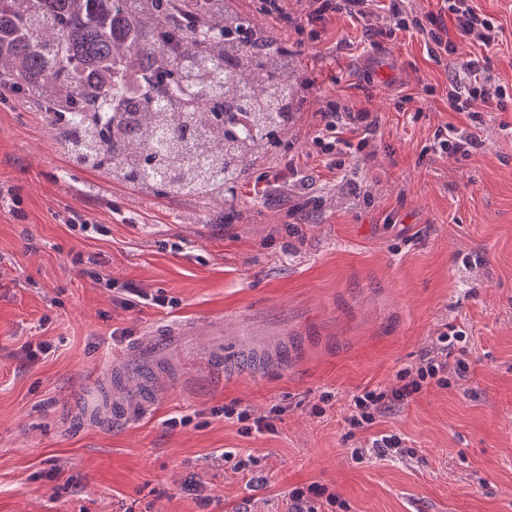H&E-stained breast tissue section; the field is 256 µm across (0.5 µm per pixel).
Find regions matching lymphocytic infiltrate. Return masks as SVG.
<instances>
[{
    "label": "lymphocytic infiltrate",
    "mask_w": 512,
    "mask_h": 512,
    "mask_svg": "<svg viewBox=\"0 0 512 512\" xmlns=\"http://www.w3.org/2000/svg\"><path fill=\"white\" fill-rule=\"evenodd\" d=\"M407 0H303L298 13L288 10V0H262L263 12L280 24L292 23L298 32L307 33L310 41H318L321 30L334 15H343L361 24L377 36L395 32H414L426 43L435 45L440 55L454 57V76L448 94V105L456 112H502L512 94L506 85L487 72L490 53L503 41V30L478 12L473 0H441L438 11L428 13L426 21L405 7ZM471 43L478 51L465 59H456L459 44ZM376 130V120L369 110H355L340 102L328 101L319 112L315 140L321 148L324 163L337 169L341 182L358 179L359 168H338L332 154L347 136L357 139L358 150H365ZM456 334L439 333L425 357L415 366L400 372L396 386L365 389L354 394L350 402L349 425L366 429L386 411L406 404L423 386L443 384L448 369L449 350Z\"/></svg>",
    "instance_id": "obj_1"
}]
</instances>
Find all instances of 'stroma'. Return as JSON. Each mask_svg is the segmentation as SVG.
Masks as SVG:
<instances>
[{"mask_svg": "<svg viewBox=\"0 0 512 512\" xmlns=\"http://www.w3.org/2000/svg\"><path fill=\"white\" fill-rule=\"evenodd\" d=\"M475 3L504 30L489 68L512 86V0ZM230 6L295 49L303 85L236 203L148 196L78 166L41 112L0 97V512H287L313 482L344 512H512V112L451 111L449 71L421 35L376 44L338 16L312 43L260 0ZM331 99L379 122L367 152L335 155L363 168L352 185L313 141ZM449 126L478 140L469 156L434 153ZM293 169L312 189L260 194ZM127 282L164 305L121 307ZM190 318L213 327L147 336ZM226 320L261 345L287 333L292 357L198 370L223 358ZM447 323L466 334L447 387L351 429L352 395L395 384ZM234 402L280 407L274 431L241 432L224 417ZM385 433L411 457L351 460Z\"/></svg>", "mask_w": 512, "mask_h": 512, "instance_id": "stroma-1", "label": "stroma"}]
</instances>
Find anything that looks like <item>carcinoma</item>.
I'll return each instance as SVG.
<instances>
[{
  "label": "carcinoma",
  "instance_id": "cac0c4a2",
  "mask_svg": "<svg viewBox=\"0 0 512 512\" xmlns=\"http://www.w3.org/2000/svg\"><path fill=\"white\" fill-rule=\"evenodd\" d=\"M0 42V94L74 163L148 194L234 201L299 94L293 50L224 0H0Z\"/></svg>",
  "mask_w": 512,
  "mask_h": 512
}]
</instances>
